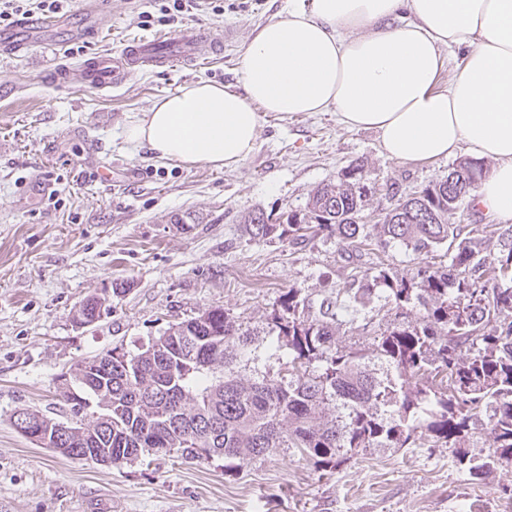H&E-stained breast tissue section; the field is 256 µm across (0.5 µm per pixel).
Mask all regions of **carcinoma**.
Listing matches in <instances>:
<instances>
[{"instance_id": "obj_1", "label": "carcinoma", "mask_w": 512, "mask_h": 512, "mask_svg": "<svg viewBox=\"0 0 512 512\" xmlns=\"http://www.w3.org/2000/svg\"><path fill=\"white\" fill-rule=\"evenodd\" d=\"M487 171L463 158L445 179L405 197L393 191L376 224L359 221L367 197L360 164L314 189L302 210L250 213L243 224L253 239L298 246L321 234L345 253L369 244L377 256L393 244L418 255L444 245L448 261L401 277L380 261L316 302L296 288L282 293L266 335L286 349V378L239 374L255 333L221 307L175 324L180 335L154 337L137 354L114 349L105 363L82 361L61 387L77 432L47 447L73 459L95 449L114 466L149 448L240 465L299 448L331 473L360 450L428 441L452 448L456 467L487 484L512 462V225L448 223ZM343 295L361 305L381 297L396 310L372 347L338 344L337 333L355 330L342 319ZM418 305L423 313L409 320ZM374 360L394 376H377ZM478 429L492 446L474 455Z\"/></svg>"}]
</instances>
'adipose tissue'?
Here are the masks:
<instances>
[{
  "label": "adipose tissue",
  "mask_w": 512,
  "mask_h": 512,
  "mask_svg": "<svg viewBox=\"0 0 512 512\" xmlns=\"http://www.w3.org/2000/svg\"><path fill=\"white\" fill-rule=\"evenodd\" d=\"M462 47V69L439 88L444 51ZM264 111L335 113L404 164L467 149L492 163L477 209L512 222V0H286L254 31L236 86H185L125 137L221 170L253 152Z\"/></svg>",
  "instance_id": "1"
}]
</instances>
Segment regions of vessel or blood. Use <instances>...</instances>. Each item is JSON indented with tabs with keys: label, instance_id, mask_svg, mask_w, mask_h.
<instances>
[{
	"label": "vessel or blood",
	"instance_id": "1",
	"mask_svg": "<svg viewBox=\"0 0 512 512\" xmlns=\"http://www.w3.org/2000/svg\"><path fill=\"white\" fill-rule=\"evenodd\" d=\"M65 23L62 17L25 23L18 31L0 34V51L15 54L32 47L55 48L53 32ZM206 47L212 48L215 55L223 53L216 41L209 39L204 28L188 26L171 35L131 40L121 49L90 56L74 67L58 65L53 72V81L66 85L77 77L85 85L108 93L143 71L196 64L202 60V50Z\"/></svg>",
	"mask_w": 512,
	"mask_h": 512
}]
</instances>
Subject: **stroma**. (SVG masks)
Instances as JSON below:
<instances>
[{
	"label": "stroma",
	"mask_w": 512,
	"mask_h": 512,
	"mask_svg": "<svg viewBox=\"0 0 512 512\" xmlns=\"http://www.w3.org/2000/svg\"><path fill=\"white\" fill-rule=\"evenodd\" d=\"M284 0H224L223 14L197 12L194 24L214 37L233 31L223 57L129 78L109 96L80 81L48 84L42 70L76 64L127 41L160 33L142 18L154 0H100L110 25L82 40L83 0H70L62 53L0 55V512H79L105 498L112 512H512V465L475 485L455 467L448 447L370 448L325 474L296 448L229 468L224 458L191 464L144 454L117 467L70 459L42 448L10 424L33 408L66 421L60 377L112 349L138 352L169 325L222 307L252 328L264 327L291 288L319 299L369 271L373 255L348 257L335 240L294 247L249 239L242 216L303 208L311 191L361 163L366 213L447 177L448 161L407 165L386 157L378 136L341 125L335 113H263L253 153L231 169L185 167L126 142L124 130L168 93L200 80L235 84L254 29ZM44 197H35L36 185ZM106 311L77 327L75 309L110 291ZM286 357L260 334L245 377L285 374Z\"/></svg>",
	"instance_id": "1"
}]
</instances>
